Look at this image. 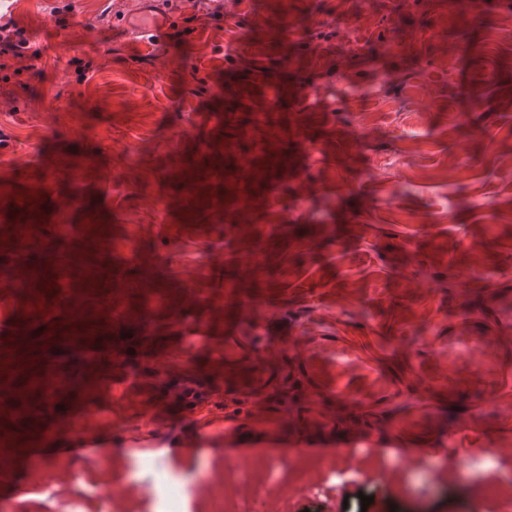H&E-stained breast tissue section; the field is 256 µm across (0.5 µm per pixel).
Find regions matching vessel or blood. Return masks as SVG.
Masks as SVG:
<instances>
[{
	"label": "vessel or blood",
	"instance_id": "vessel-or-blood-1",
	"mask_svg": "<svg viewBox=\"0 0 512 512\" xmlns=\"http://www.w3.org/2000/svg\"><path fill=\"white\" fill-rule=\"evenodd\" d=\"M231 294L239 315L224 328V392L246 401L251 416L264 422L271 418L264 402L266 394L283 384L297 385L308 397L299 415L314 435L334 431L335 417L327 410L330 404L358 413L389 410L395 414V447L414 449L421 458L447 450L464 459L468 456L464 438L474 432L475 423L466 421L449 432L447 442H437L430 425L441 415L440 398L452 403L469 390L478 403L496 398L512 386V316L496 310L491 313L494 330L490 333L466 317L460 323H449L444 391L427 384L417 400L407 403L403 379L388 356L371 343L326 323L300 325L294 339L274 338L268 325L258 319L257 298L239 288ZM245 317L250 326H242ZM216 427L224 435L225 458L257 456V449L239 433L236 412H225Z\"/></svg>",
	"mask_w": 512,
	"mask_h": 512
}]
</instances>
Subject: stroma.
Listing matches in <instances>:
<instances>
[{"instance_id":"1","label":"stroma","mask_w":512,"mask_h":512,"mask_svg":"<svg viewBox=\"0 0 512 512\" xmlns=\"http://www.w3.org/2000/svg\"><path fill=\"white\" fill-rule=\"evenodd\" d=\"M1 14L25 46L0 54V280L31 273L26 290L0 288V373L14 374L0 440L26 436L68 472L44 486L46 503L144 512L139 484L168 465L126 468L136 442L224 411L216 350L178 349L200 320L223 340L225 285L258 291L285 323L328 315L371 333L399 373L414 361L438 386L449 319L512 293V0H0ZM160 16L164 36L144 44ZM260 113L267 155L315 143L303 168L253 179ZM31 190L45 197L37 215ZM236 194L257 200L243 222L226 205ZM114 303L130 323L114 321ZM36 352V366L10 369ZM124 365L145 383L118 401ZM171 365L198 398L165 393ZM48 367L64 383L33 397L28 381ZM71 423L100 443L96 459L34 434ZM370 432L367 446L328 438L313 456L232 461L229 484L211 473L216 440L180 480L212 476L219 501L285 493L297 512H492L497 477L512 472L498 454L512 419L495 402L463 462H405L386 450V421ZM360 466L369 480L338 494L295 481L303 467L333 484Z\"/></svg>"}]
</instances>
